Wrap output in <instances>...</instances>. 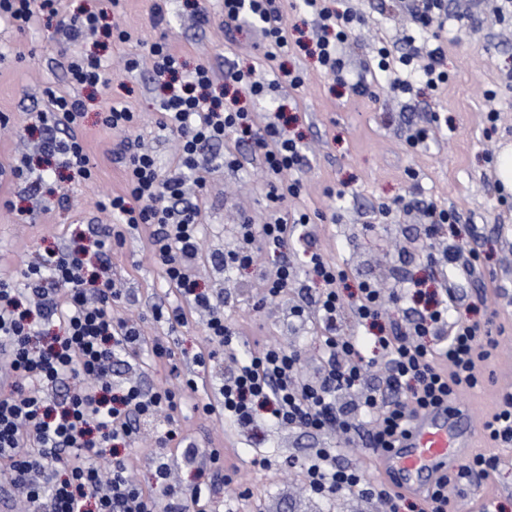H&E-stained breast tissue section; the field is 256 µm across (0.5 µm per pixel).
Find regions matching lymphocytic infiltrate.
Instances as JSON below:
<instances>
[{
    "instance_id": "obj_1",
    "label": "lymphocytic infiltrate",
    "mask_w": 512,
    "mask_h": 512,
    "mask_svg": "<svg viewBox=\"0 0 512 512\" xmlns=\"http://www.w3.org/2000/svg\"><path fill=\"white\" fill-rule=\"evenodd\" d=\"M301 5L312 14L316 30L308 54L326 74L344 80L346 44L361 28V16L336 11L327 0H301ZM48 14L55 16L56 32L68 44L102 36L121 44L132 39L127 30L111 29L101 14L61 12L57 0H0V21L20 32ZM245 26L262 34L268 59L287 51L288 18L277 0H224L225 29ZM442 59L437 42L399 55L384 46L375 67L393 91L409 94L417 80L431 89L447 83ZM146 61L161 84L157 126L179 141L176 167H162L139 140L126 138L117 153L124 187L97 203L114 219L105 239L89 241L76 234L66 246L28 265L20 278H0V479L25 497L29 512H208L217 482H232L235 474L234 467L224 464L223 449L203 450L200 480L183 491L172 489L169 464L158 462L153 484L169 489L162 500L153 484L133 478L128 458L116 447L120 441H137L141 422L159 417L168 428L157 436V444L181 445L179 417L188 405L204 415L225 416L247 432L262 418L312 435L335 430L359 439L377 455L396 446L415 414L454 405L459 395L483 384L484 363L498 346L489 325L449 318L446 297L418 290L413 299L421 310L406 326L383 329V312L401 303L403 293L386 297L364 280L351 299H344L338 286L347 277L346 269L318 251L308 255L307 277L318 289L316 307L327 363L320 378L301 377L300 351L266 344L225 378L216 403L200 399L198 382L189 376L175 387L147 389L131 379L114 384L112 368L119 355L145 349L158 362L173 356L166 342L145 340L139 323L119 312L123 293L109 275L105 243L124 244L128 231L144 230L147 249L184 301L168 311L154 308L155 321L182 324L187 311H203L210 342L231 349L242 341L223 309L197 287L201 210L180 202L186 173H200L216 160L238 166L234 153L216 155V145L230 135L249 143L260 159L272 209L265 223L243 220L237 245L224 254L225 268L252 267L259 247L281 250L312 222L307 210L282 207L303 191L302 137L289 135L283 112L267 115L239 104L242 93L257 100L264 96L265 85L255 79L253 69H230L219 78L209 63L186 67L162 37L151 43ZM66 64L71 90L46 89L48 106L37 114L43 132L39 152L46 168L61 167L72 178L89 182L95 178V166L81 133L86 102L80 89H92L106 99L101 123L107 128L126 133L136 125L138 114L113 99L112 68L100 57L70 55ZM219 80L225 91H215ZM346 315L368 328L374 350L388 365L382 388L365 391L352 404L339 403L338 397L362 383L371 362L363 354L361 337L344 333ZM69 378L78 385L63 400L46 397V389ZM482 432L494 453H471L424 494L419 512H455L449 488L481 485L498 471V449L512 447L511 388L498 393L493 411L482 421ZM300 469L310 491L323 497L354 490L385 502L389 512H401L406 501L386 482L364 480L356 467L338 464L332 448L313 449Z\"/></svg>"
}]
</instances>
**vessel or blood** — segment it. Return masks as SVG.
<instances>
[{
	"label": "vessel or blood",
	"mask_w": 512,
	"mask_h": 512,
	"mask_svg": "<svg viewBox=\"0 0 512 512\" xmlns=\"http://www.w3.org/2000/svg\"><path fill=\"white\" fill-rule=\"evenodd\" d=\"M471 435L465 410L438 406L421 411L400 446L378 458V469L401 493L425 490L467 454Z\"/></svg>",
	"instance_id": "obj_1"
}]
</instances>
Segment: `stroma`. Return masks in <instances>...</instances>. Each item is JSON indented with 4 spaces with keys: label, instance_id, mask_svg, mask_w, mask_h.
I'll return each instance as SVG.
<instances>
[{
    "label": "stroma",
    "instance_id": "1",
    "mask_svg": "<svg viewBox=\"0 0 512 512\" xmlns=\"http://www.w3.org/2000/svg\"><path fill=\"white\" fill-rule=\"evenodd\" d=\"M199 2L206 9L203 20L195 14ZM159 3L165 4L166 16L163 28L157 29L152 19ZM280 4L296 46L279 63L302 72L305 82L296 90L280 84L253 106L272 112L282 105L295 116L289 131L303 135L308 158L299 174L304 190L295 204L312 212V222L303 241H291L280 255L262 250L251 269L227 272L222 266L201 263L199 288L211 298L226 300L224 314L243 336L245 351H257L267 343L299 349L302 375L310 380L319 377L324 358L316 323L317 290L300 269L306 252H324L344 265L348 278L340 291L345 295L363 279L378 280L388 292L418 281L423 288L448 291L451 316L481 321L488 312H496L493 333L500 345L487 366L492 376L482 390L460 397L477 449H487L480 434L482 420L493 409L497 390L512 386V192L503 189L495 174L497 154L512 146V21H501V0H447L451 30L441 35L447 83L436 89L417 87L408 98L374 77L371 95L360 96L325 75L316 60L300 50V43L312 37V22L299 13L296 0H280ZM332 5L339 11L361 12L369 23L347 61L353 75L380 46L397 55L409 51L408 39L418 33L402 0H333ZM223 16L224 0H121L110 19L130 31L132 41L96 48L112 63L113 85L127 87L125 99L139 114L138 125L128 136L151 145L165 167L175 164L176 142L156 124L152 73L146 65L126 72L122 59L145 54L163 31L173 52L188 65L205 60L219 74L232 66L251 67L273 79L261 35L247 28L226 32ZM68 86L48 22L24 32L0 24V113L11 118L9 130L0 133V166L18 158L21 143L40 138L34 124L37 112L47 104L45 89ZM105 107L104 100L92 102L83 119L84 140L96 165L94 181L73 180L61 170L36 198L28 197L14 182L0 186V198L13 202L9 208L0 206V275H19L38 261L45 248L67 243L76 231H102L107 219L96 203L103 194L123 186L122 166L113 153L123 136L102 126ZM491 110L497 113L492 123L486 119ZM410 124L429 127L423 145H406L404 131ZM224 148L237 154L239 166L210 164L205 189L198 196L203 247L208 253L235 247L242 216L261 224L269 211L262 170L249 145L230 137ZM342 188L347 194L341 198L337 192ZM400 197L431 200L461 212V223L445 227L443 236L475 249L478 265L470 270L431 265L421 210L393 207L386 217L378 212L380 203L392 204ZM282 255L298 266L297 280L286 298L261 303L264 277ZM111 257V276L126 290L122 315L139 319L145 336L166 337L179 367L178 373H171L144 354L117 364L116 379L137 377L148 388L178 385L179 375L194 371V354L209 344L202 322L194 317L172 327L153 320V305L172 308L180 299L145 248L141 231H129L124 245L112 248ZM479 296L485 303L478 307L474 301ZM180 423L192 447L224 445L237 469L235 484L217 488L212 512H382L378 503L355 491L331 500L313 494L299 468L285 464L286 458L300 461L310 449L324 446L335 449L341 464L359 467L367 479H378L361 443H348L334 434L312 436L261 426L257 438L263 443L258 446L255 438L224 418H207L188 408ZM500 454L503 463L492 480L475 490H455L457 512H480L482 504L494 497L504 503L505 512H512V449H501ZM242 486L250 490L243 499L237 496Z\"/></svg>",
    "mask_w": 512,
    "mask_h": 512
}]
</instances>
